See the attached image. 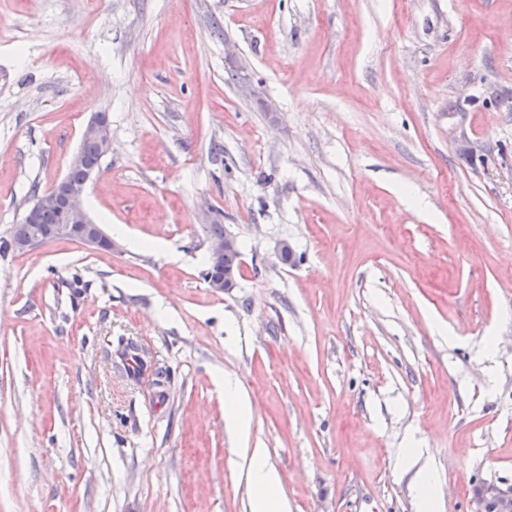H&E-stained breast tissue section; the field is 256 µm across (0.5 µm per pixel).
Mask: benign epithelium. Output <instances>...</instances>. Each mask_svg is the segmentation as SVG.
<instances>
[{
	"label": "benign epithelium",
	"instance_id": "obj_1",
	"mask_svg": "<svg viewBox=\"0 0 512 512\" xmlns=\"http://www.w3.org/2000/svg\"><path fill=\"white\" fill-rule=\"evenodd\" d=\"M81 139L90 140L97 145L98 155L103 158L111 149L112 132L107 114L95 113L83 127ZM99 176V169H86L84 179L78 183L64 176L39 195L34 203L25 211L23 222H30L41 210H57L64 215V223L55 225L51 237L56 239H78L98 249L111 251L115 249L112 238L106 235L101 225L87 213L84 207L85 197ZM45 240V236L36 232L28 237L14 238L10 241L12 250L20 253L30 251ZM237 236L224 231V238L209 240L208 251L211 263L215 264L224 258V252L236 248ZM211 290L229 293L237 284V276L233 271L224 272L221 279H207ZM477 500L481 512H512V487H501L496 484L482 483L479 485Z\"/></svg>",
	"mask_w": 512,
	"mask_h": 512
}]
</instances>
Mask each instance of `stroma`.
<instances>
[{
	"label": "stroma",
	"mask_w": 512,
	"mask_h": 512,
	"mask_svg": "<svg viewBox=\"0 0 512 512\" xmlns=\"http://www.w3.org/2000/svg\"><path fill=\"white\" fill-rule=\"evenodd\" d=\"M97 112L117 250L0 254V512H250L247 446L288 512L512 485V0H0V238ZM207 236L209 238H224L209 240L208 251L211 263H218L224 258V261H222L220 267L223 270L232 269L239 273L241 264V250L239 247L235 249L238 244L237 236L226 230L224 225L221 224L207 225ZM209 259L208 266L203 271L205 280L211 273V269L209 267ZM232 270L224 272V277L222 279L208 278L206 282L209 288L217 293L224 292L226 294L231 292L234 288H236L237 284V276ZM224 399L226 403L224 418L228 428L247 438L252 419L251 400L236 380L226 376H224Z\"/></svg>",
	"instance_id": "35a3bbf8"
}]
</instances>
